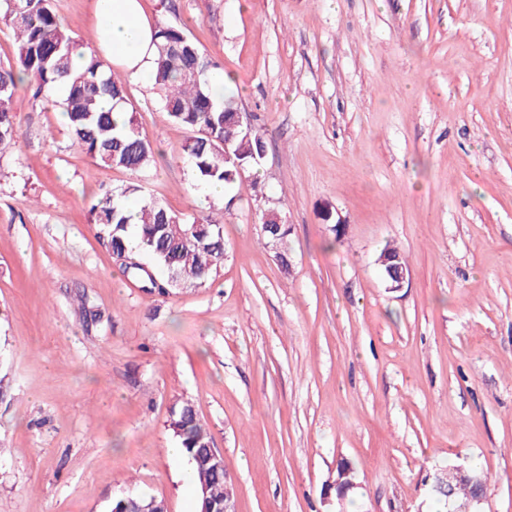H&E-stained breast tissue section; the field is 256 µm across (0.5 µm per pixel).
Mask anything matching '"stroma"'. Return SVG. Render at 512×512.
Instances as JSON below:
<instances>
[{
    "label": "stroma",
    "instance_id": "stroma-1",
    "mask_svg": "<svg viewBox=\"0 0 512 512\" xmlns=\"http://www.w3.org/2000/svg\"><path fill=\"white\" fill-rule=\"evenodd\" d=\"M142 3L222 64L266 154L220 211L145 84L127 83L155 151L137 174L98 167L18 92L0 150V512H109L129 492L196 512L169 454L181 401L237 512H439L425 478L451 462L483 470L480 512H512V0ZM53 7L93 43L92 0ZM132 181L223 222L207 287L148 293L101 243L86 201ZM271 208L287 271L262 240ZM388 244L410 271L398 290ZM275 223L272 224L274 226V230L270 232H265L269 228V224L262 225V230L264 232V245L267 247H272L274 244L278 246L277 260L280 263L283 270H289L291 266L290 263V254L288 252V248L286 247L287 238L290 235L289 227L287 224H281L280 217L278 215L275 218ZM381 255H385L386 257H391L393 259L396 260V263L400 264L404 269L406 270H398V273L397 274H394V278L393 280L391 281L387 272H386V266L385 265H381L382 263H386L388 262V259L383 257L381 258L378 262L380 263V267L382 269V271L384 272V275L386 277V279L390 280L391 281V288L392 289H397V288H401L403 283L406 281L407 279V276L409 275V271H408V265H407V262H406V259L404 258V256L400 253V251L395 248V247H387L385 248L381 253H380V256Z\"/></svg>",
    "mask_w": 512,
    "mask_h": 512
}]
</instances>
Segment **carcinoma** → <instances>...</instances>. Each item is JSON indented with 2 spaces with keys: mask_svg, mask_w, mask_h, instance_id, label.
Here are the masks:
<instances>
[{
  "mask_svg": "<svg viewBox=\"0 0 512 512\" xmlns=\"http://www.w3.org/2000/svg\"><path fill=\"white\" fill-rule=\"evenodd\" d=\"M0 24L13 32L16 58L15 65L0 66V148L17 143L14 96L18 87L25 85L34 99L65 112L73 144L97 166L137 172L153 161L154 148L142 135L136 110L127 97L126 77L109 69L93 47L62 27L52 0H0ZM153 44L156 53L150 90L160 93L170 123L190 132L183 152L197 181L228 185L258 169L260 151L266 149L264 132L233 123L238 108L233 96L214 100L209 77L220 65L177 25H155ZM76 52L85 59L79 72L70 66ZM58 86L66 88L61 100L51 97ZM104 98L123 111L122 121L101 107ZM226 149L231 155L227 161ZM130 198L138 205L134 217L125 212ZM89 213L99 237L114 253L128 259L125 271L133 276H145L142 264L133 260L135 254L153 259L172 290L202 288L224 265L223 225L218 220L209 213L182 220L148 196L137 182L102 191L91 200ZM288 236L286 224H276L274 230L264 233L265 246H278L277 260L285 271L291 266ZM169 429L184 449L196 489L208 488V502L197 494V510L206 507L209 512H220L224 495L234 490L224 471H216L206 462L213 440L195 407L188 402L174 405ZM339 470L345 476L336 485V499L342 501L354 490V473L346 463L340 464ZM430 493L451 512L473 496L474 486L460 481L454 483L450 496L434 488Z\"/></svg>",
  "mask_w": 512,
  "mask_h": 512,
  "instance_id": "cac0c4a2",
  "label": "carcinoma"
}]
</instances>
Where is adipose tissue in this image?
<instances>
[{
	"instance_id": "ef3b65f1",
	"label": "adipose tissue",
	"mask_w": 512,
	"mask_h": 512,
	"mask_svg": "<svg viewBox=\"0 0 512 512\" xmlns=\"http://www.w3.org/2000/svg\"><path fill=\"white\" fill-rule=\"evenodd\" d=\"M95 46L109 65L148 84L153 74V25L142 0H94Z\"/></svg>"
}]
</instances>
